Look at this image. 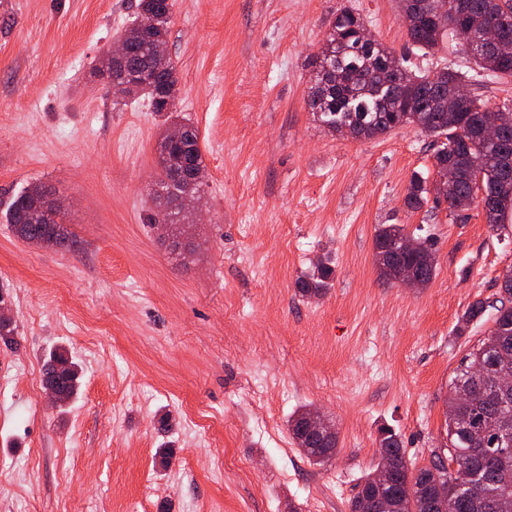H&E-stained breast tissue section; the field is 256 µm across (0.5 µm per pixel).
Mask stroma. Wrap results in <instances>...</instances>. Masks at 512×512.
Returning <instances> with one entry per match:
<instances>
[{"label": "stroma", "instance_id": "1", "mask_svg": "<svg viewBox=\"0 0 512 512\" xmlns=\"http://www.w3.org/2000/svg\"><path fill=\"white\" fill-rule=\"evenodd\" d=\"M138 4L0 0V215L40 185L73 239L36 247L0 218V512H350L381 428L419 466L443 446L455 371L492 324L458 321L501 296L512 212L407 209L412 177L435 178L430 137L328 133L312 61L348 8L419 71L474 63L451 40L413 49L397 0H174L175 110L206 164L202 228L175 251L149 222L162 118L98 73ZM382 224L433 240L429 285L379 279ZM323 255L333 284L303 298ZM55 352L79 387L52 410L30 385ZM312 406L338 435L322 463L288 430ZM335 266L327 256H319L312 263V271L297 279L295 288L304 297L324 296L332 286Z\"/></svg>", "mask_w": 512, "mask_h": 512}]
</instances>
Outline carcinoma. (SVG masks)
I'll return each mask as SVG.
<instances>
[{"label":"carcinoma","mask_w":512,"mask_h":512,"mask_svg":"<svg viewBox=\"0 0 512 512\" xmlns=\"http://www.w3.org/2000/svg\"><path fill=\"white\" fill-rule=\"evenodd\" d=\"M139 7L154 12V35L166 38L172 2L140 0ZM411 9L414 21L407 31L415 48H434L448 37L471 53L478 68L472 79L484 74L512 76V56L502 58L479 44L489 23L496 24L502 35L512 40V0H469V13L459 29L436 22L423 0H411ZM363 27V18L351 9L340 10L332 21L317 54L307 95L314 120L332 134L348 129L354 138L372 139L410 126L435 137V164H449L458 171L448 189L436 194L435 202H445L452 213L460 216L469 210L464 202L475 201L480 191L506 197L509 203L484 212L490 226H499L505 214L512 211V184L503 185L499 172L501 158L512 155V124L505 127L499 140L487 141L480 135L487 106L479 98L470 95L442 108L439 100L448 95V87L462 83L461 76L452 70L417 76L403 57L398 60V72L388 79L389 85H384L383 65L392 53L380 42L363 40ZM127 40L128 63L160 70L158 82L130 89L128 95L149 99L155 112L171 113L169 108H159L158 100L173 101L177 97L178 79L172 62L158 65L147 41L133 27L127 29ZM171 125L181 129V138L173 142L165 132L157 143L160 177L156 196L164 206L150 218V223L165 224L170 229L185 219L189 204L201 197L205 182L196 181L194 172L206 169L198 129L187 122L173 121ZM35 190V195L27 189L12 198L3 214L5 223L30 245L70 246L72 237L57 221V209L32 219L38 197L48 195L42 186H35ZM428 194L426 181L412 178L405 196L406 207L422 208L428 202ZM405 235V228L399 224L377 228L374 248L379 276L390 282L392 269L403 265L413 270L425 286L436 271L434 244L424 239L422 253L404 254L400 249ZM334 277L331 259L319 256L312 263V271L297 279L295 288L305 297L317 298L328 292ZM486 311L484 301L470 305L460 319L459 333L482 320ZM493 322L495 327L466 355L463 368L452 380L453 392L465 389L471 397L458 400L453 394L448 396L444 412L448 453L435 454L429 464L411 469L399 437L391 431L384 432L380 464L391 473L392 483L380 489L368 473L359 483L354 501L368 499L378 509L385 505L384 512H442V502L448 497L454 504L450 512H512V430H504L499 424L501 414L512 413V398L506 402L496 390L502 376L512 375V310L496 307ZM56 363L66 364L63 373H54ZM44 375L66 399L76 393L78 374L64 355L53 354L45 364ZM305 414L304 410L297 412L288 420L293 440L310 459H330L336 453L337 435L326 439L310 436L304 429ZM462 458L471 463L474 479L470 488L459 487L452 470V463Z\"/></svg>","instance_id":"cac0c4a2"}]
</instances>
